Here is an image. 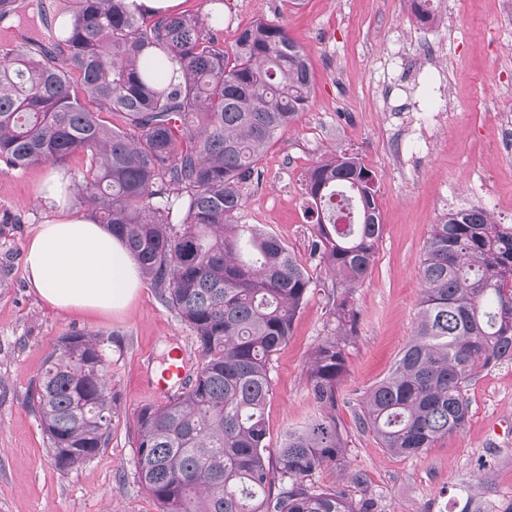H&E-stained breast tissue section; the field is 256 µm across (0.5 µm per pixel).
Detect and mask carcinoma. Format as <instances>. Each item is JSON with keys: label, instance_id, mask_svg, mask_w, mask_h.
<instances>
[{"label": "carcinoma", "instance_id": "obj_1", "mask_svg": "<svg viewBox=\"0 0 512 512\" xmlns=\"http://www.w3.org/2000/svg\"><path fill=\"white\" fill-rule=\"evenodd\" d=\"M411 0L416 19L435 16ZM222 18L148 15L128 0H79L62 63L42 43L0 44V163L89 167L80 203L136 259L160 300L196 337L200 362L182 390L136 417V475L160 512H377L307 478L341 464L337 387L355 333L353 292L383 231L375 174L336 150L310 172V256L336 280L334 332L312 354L308 386L321 419L266 444L272 356L286 343L312 280L284 243L238 224L244 192L278 133L309 106L305 50L263 21L224 50ZM119 113L126 127L107 125ZM411 339L362 401L360 424L381 447L415 457L464 430L465 387L512 361V225L473 206L432 225L420 259ZM98 333L62 337L31 391L55 467L69 471L109 445L116 414ZM460 512H512L473 495Z\"/></svg>", "mask_w": 512, "mask_h": 512}]
</instances>
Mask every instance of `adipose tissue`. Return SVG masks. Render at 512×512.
I'll return each instance as SVG.
<instances>
[{
	"instance_id": "ef3b65f1",
	"label": "adipose tissue",
	"mask_w": 512,
	"mask_h": 512,
	"mask_svg": "<svg viewBox=\"0 0 512 512\" xmlns=\"http://www.w3.org/2000/svg\"><path fill=\"white\" fill-rule=\"evenodd\" d=\"M26 278L48 304L109 315L125 309L140 286L124 244L90 216L63 213L43 224L26 247Z\"/></svg>"
}]
</instances>
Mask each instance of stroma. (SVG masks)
<instances>
[{
    "mask_svg": "<svg viewBox=\"0 0 512 512\" xmlns=\"http://www.w3.org/2000/svg\"><path fill=\"white\" fill-rule=\"evenodd\" d=\"M434 10L436 22L424 25L408 0H224L225 48L254 22L280 24L306 49L314 77L307 110L270 144L237 218L278 237L314 284L271 361L270 447L322 416L306 375L312 351L331 332L336 285L310 257L307 175L337 148L376 176L384 229L355 292L356 336L336 406L345 465L311 481L353 501L373 498L378 512H456L455 501L478 491L499 505L512 501V362L468 384L465 430L420 456L388 452L358 423L366 391L411 337L432 224L481 206L512 225V153L493 122L512 109V23L501 20L495 0H434ZM86 164L80 153L54 168L0 164V269L8 277L0 286V512H160L136 480L135 416L144 404L164 402L151 383L168 357L179 358L182 378L199 362L192 331L149 280L127 308L106 316L53 308L30 288L26 246L60 214L39 188L52 169L77 182ZM72 331L103 334L117 413L108 447L64 473L49 457L29 395L46 354Z\"/></svg>",
    "mask_w": 512,
    "mask_h": 512,
    "instance_id": "stroma-1",
    "label": "stroma"
}]
</instances>
